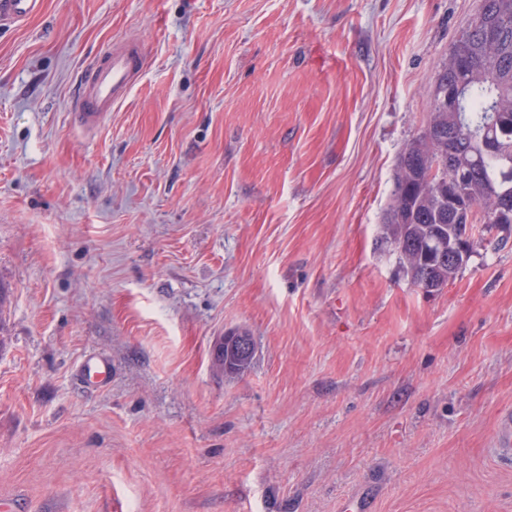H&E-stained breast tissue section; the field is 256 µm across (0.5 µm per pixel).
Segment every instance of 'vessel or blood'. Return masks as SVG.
Wrapping results in <instances>:
<instances>
[{
	"label": "vessel or blood",
	"mask_w": 512,
	"mask_h": 512,
	"mask_svg": "<svg viewBox=\"0 0 512 512\" xmlns=\"http://www.w3.org/2000/svg\"><path fill=\"white\" fill-rule=\"evenodd\" d=\"M43 6L44 0H0V22L27 21L39 15ZM143 67L136 43L107 48L92 63L72 104L75 122L84 127L97 125L105 112L125 100ZM79 376L88 386L106 384L112 377V361L104 354H91L82 361Z\"/></svg>",
	"instance_id": "vessel-or-blood-1"
}]
</instances>
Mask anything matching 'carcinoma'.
Returning <instances> with one entry per match:
<instances>
[{
	"mask_svg": "<svg viewBox=\"0 0 512 512\" xmlns=\"http://www.w3.org/2000/svg\"><path fill=\"white\" fill-rule=\"evenodd\" d=\"M481 33L463 30L438 67L433 86L459 90L458 107L442 110L429 99V122L400 156L392 202L382 225V241L405 238L428 244L468 236L480 215L484 224H512V0H481ZM498 152L475 153L482 137ZM462 170L459 204L439 198L434 184L448 170ZM253 357L224 344V377L244 374Z\"/></svg>",
	"mask_w": 512,
	"mask_h": 512,
	"instance_id": "carcinoma-1",
	"label": "carcinoma"
}]
</instances>
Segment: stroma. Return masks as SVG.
I'll use <instances>...</instances> for the list:
<instances>
[{
	"label": "stroma",
	"instance_id": "stroma-1",
	"mask_svg": "<svg viewBox=\"0 0 512 512\" xmlns=\"http://www.w3.org/2000/svg\"><path fill=\"white\" fill-rule=\"evenodd\" d=\"M480 0H44L0 24V500L512 512V226L428 291L381 240ZM147 66L99 125L108 46ZM256 354L225 380L214 337ZM106 354L112 381L78 379ZM143 59L134 42L112 45L94 61L72 104L74 120L84 127H94L105 112L128 96L143 71Z\"/></svg>",
	"mask_w": 512,
	"mask_h": 512
}]
</instances>
